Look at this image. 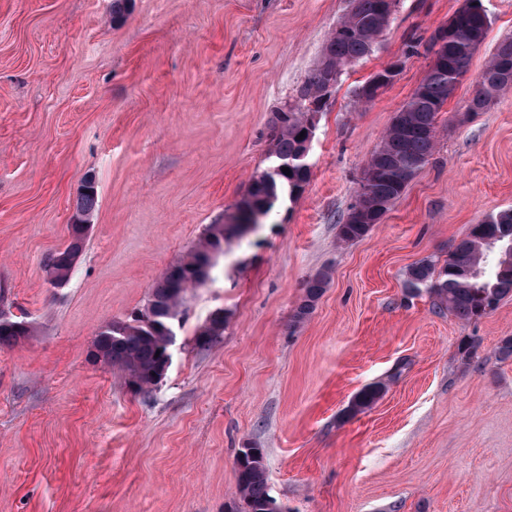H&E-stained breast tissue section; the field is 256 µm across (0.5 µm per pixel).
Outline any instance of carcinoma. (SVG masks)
I'll return each mask as SVG.
<instances>
[{
  "instance_id": "carcinoma-1",
  "label": "carcinoma",
  "mask_w": 512,
  "mask_h": 512,
  "mask_svg": "<svg viewBox=\"0 0 512 512\" xmlns=\"http://www.w3.org/2000/svg\"><path fill=\"white\" fill-rule=\"evenodd\" d=\"M355 6L336 24L324 51L334 56L336 73L371 53L377 39L386 29L390 14L384 0H353ZM491 20L482 0H471V11L459 16L444 37L439 59L433 61L427 77L414 90L410 99L396 113L386 135L366 161L364 170L373 171L369 192L363 198L364 210L370 218L387 213L389 206L400 197L408 182L434 155L438 138L437 117L452 97L457 84L474 53L476 43L486 39ZM324 68L317 65L306 77L299 90V103L286 112H278L270 124L271 161L269 166L290 163V174L281 173L266 180L262 173L253 175L243 201H252L257 213L264 217L284 195L297 197L302 185L309 183L311 171L300 167L298 155L302 140L298 136L313 127L305 103H319ZM512 91V39L497 44L481 72L471 101L490 103L503 93ZM97 205V190L78 192L76 211L91 216ZM238 216H224V223L211 224L203 237L184 257L162 274L140 316L124 322H113L102 329L94 342L97 361L120 368L130 386L146 391L158 384V370L164 355L175 342V324L187 292L203 285L209 278H197L200 260L224 255V241L237 232ZM373 225H339V237L344 242L366 236ZM512 208L489 215L475 224L467 237L456 244L442 266L430 259L414 264L407 273L404 286L416 295L425 288L435 294L441 306L460 320L482 317L492 311L491 302L512 293ZM80 242L67 245L51 254L46 269L52 281H66L71 271L68 256L76 255ZM324 272L309 279L305 295L292 316V325L304 321L313 311L316 301L328 284ZM214 335L196 337L203 348L213 344L224 333V312L212 315ZM31 327L23 319L0 323V345L15 346L26 339ZM381 384H371L357 393L349 412L356 414L372 407L382 396ZM237 488L239 512H264L272 501L269 494L265 455L261 448H252L237 457Z\"/></svg>"
}]
</instances>
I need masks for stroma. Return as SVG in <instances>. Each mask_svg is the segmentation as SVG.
Masks as SVG:
<instances>
[{"label": "stroma", "instance_id": "1", "mask_svg": "<svg viewBox=\"0 0 512 512\" xmlns=\"http://www.w3.org/2000/svg\"><path fill=\"white\" fill-rule=\"evenodd\" d=\"M463 3L398 0L320 104L303 194L225 243L186 296L165 377L136 393L90 360L98 333L144 309L166 267L247 194L274 112L349 0H130L118 22L112 0H0V311L32 326L0 346V512H225L243 448L264 450L287 512H512V360L498 358L512 295L463 321L404 288L414 263L445 260L512 208V92L467 109L512 38V0H482L491 26L438 116L430 163L365 237L339 239L369 154ZM396 59L393 83L359 102ZM90 173L98 205L55 288L46 259L68 245ZM219 311L223 335L199 348ZM372 383L383 396L349 415ZM328 280V274L320 272L307 281L304 298L292 316L291 322L293 326L300 324L311 314L316 301L326 288Z\"/></svg>", "mask_w": 512, "mask_h": 512}]
</instances>
